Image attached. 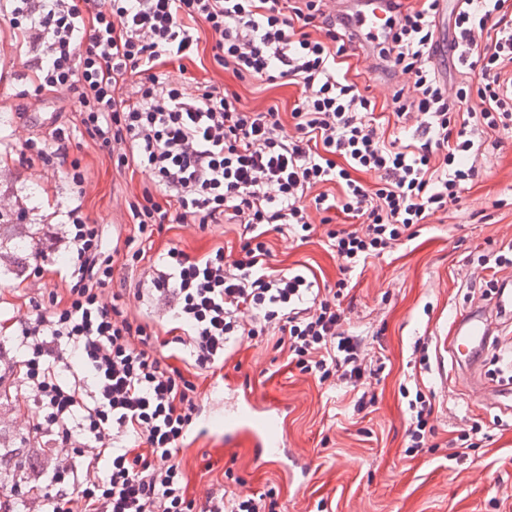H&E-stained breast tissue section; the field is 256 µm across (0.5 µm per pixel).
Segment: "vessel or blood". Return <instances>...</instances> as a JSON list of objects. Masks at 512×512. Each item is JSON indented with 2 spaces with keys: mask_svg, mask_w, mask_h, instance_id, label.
Returning a JSON list of instances; mask_svg holds the SVG:
<instances>
[{
  "mask_svg": "<svg viewBox=\"0 0 512 512\" xmlns=\"http://www.w3.org/2000/svg\"><path fill=\"white\" fill-rule=\"evenodd\" d=\"M384 0H365L362 10L350 15L349 21L355 27L374 37H381L382 10ZM493 332L488 310H470L456 320L455 335L450 344L454 359L470 372L469 399L481 404L484 401L505 399L507 408H512V392L505 395L488 392L484 384L475 377V362L488 348ZM284 408L261 406L257 397L249 393L237 394L233 404L224 409V438L232 441L239 436L251 440L258 458H271L279 462L287 473H294L296 464L289 457L285 433Z\"/></svg>",
  "mask_w": 512,
  "mask_h": 512,
  "instance_id": "vessel-or-blood-1",
  "label": "vessel or blood"
}]
</instances>
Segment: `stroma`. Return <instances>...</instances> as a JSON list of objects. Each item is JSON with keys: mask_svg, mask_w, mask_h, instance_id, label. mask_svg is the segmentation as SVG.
Returning <instances> with one entry per match:
<instances>
[{"mask_svg": "<svg viewBox=\"0 0 512 512\" xmlns=\"http://www.w3.org/2000/svg\"><path fill=\"white\" fill-rule=\"evenodd\" d=\"M211 45L209 34L201 33L198 57L185 61L187 91L209 80L237 92L247 107L275 104L289 115L298 97L295 86L240 80L214 61ZM30 59V53L17 48L8 22L0 19V197L25 212L23 223L0 227V448L17 450L22 458L33 452L22 435L33 406L12 387V367L21 352L7 320L27 310L34 297L27 273L35 261L15 245L23 241L31 249L42 247L52 261L45 285L60 287L58 271L66 258L55 251L54 236L66 212L82 206L109 232L131 235L127 202L148 179L134 165L116 170L107 153L85 135H74L68 145L69 159L79 162L87 178L84 197H76L55 163L27 159L25 137L40 138L54 125L76 123L80 110L72 98L20 99L33 77ZM345 65L358 82L369 83L379 131L398 133L403 143H411L413 128L395 125L390 87L368 73L365 63L350 58ZM476 167L478 176L459 203L419 226L400 249L368 259L352 274L354 288L343 300L350 329L363 338L369 354L386 362L372 387L370 413L357 415L353 394L344 385L328 388L300 375L275 339H241L223 369L197 377L199 397L219 414L228 387L251 392L267 404L287 405L288 445L303 456L308 473L289 477L275 463L255 460L248 441L228 445L222 431L208 430L192 435L182 455L190 495H203L229 471L240 478L243 491L279 488L282 512H512V413L470 403L463 369L443 345L457 316L485 302L478 256L512 241V138L484 137ZM244 234L237 224H212L203 231L165 225L145 245L144 260L125 269L126 285L133 289L145 281L151 261L169 246L192 256L218 246L236 252ZM266 241L273 269L299 268L313 274L320 287H335L339 262L321 237L304 242L289 230L273 229ZM497 331L498 345L484 354L476 370L489 386L512 379V319L499 318ZM420 343L428 348L423 365L414 354ZM404 385L419 386L432 401L437 441L452 440L475 423L487 435L483 447L458 462L426 451L408 454Z\"/></svg>", "mask_w": 512, "mask_h": 512, "instance_id": "35a3bbf8", "label": "stroma"}]
</instances>
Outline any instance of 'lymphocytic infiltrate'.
<instances>
[{
  "label": "lymphocytic infiltrate",
  "mask_w": 512,
  "mask_h": 512,
  "mask_svg": "<svg viewBox=\"0 0 512 512\" xmlns=\"http://www.w3.org/2000/svg\"><path fill=\"white\" fill-rule=\"evenodd\" d=\"M386 4L387 34L366 40L327 14L325 0H0V15L35 54L24 97H77L84 133L115 168L148 173L128 202L141 239L167 224L244 225L248 238L234 259L220 247L196 258L172 246L150 268L148 294L194 369L222 368L239 338L274 332L301 373L344 381L361 391L357 410L371 406L365 385L378 370L362 340L314 281L270 270L267 226L313 236L311 210L351 218L326 233L344 274L336 287L345 290L348 273L461 200L478 175L484 136L512 134V0H457L446 48L436 0ZM204 31L215 39V62L234 76L299 88L290 122L278 106L248 111L237 93L204 82L189 94L158 74L195 57ZM361 46L370 71L395 82L398 121H416V149L377 132L368 85L340 71ZM446 49L466 72L455 83L437 63ZM65 140L57 128L24 148L56 159L81 197L86 178L68 161ZM364 173L378 176L376 188ZM327 184L340 195L329 197ZM66 217L72 259L62 287L13 318L24 351L14 387L32 396L37 415L27 430L42 452L0 493V512H281L271 490L188 497L180 452L200 412L197 387L158 352L147 317L104 302L116 260L102 225L78 206ZM408 411L410 449L439 450L430 398L416 392Z\"/></svg>",
  "instance_id": "f902f5d3"
}]
</instances>
